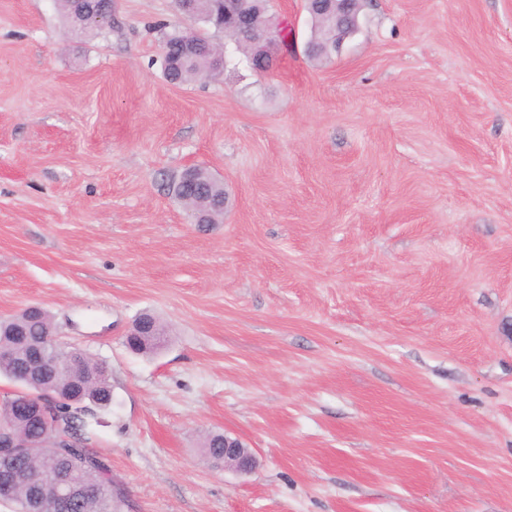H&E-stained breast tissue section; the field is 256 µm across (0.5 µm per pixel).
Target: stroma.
<instances>
[{
  "label": "stroma",
  "instance_id": "stroma-1",
  "mask_svg": "<svg viewBox=\"0 0 512 512\" xmlns=\"http://www.w3.org/2000/svg\"><path fill=\"white\" fill-rule=\"evenodd\" d=\"M269 72L175 85L173 0H0V317L106 363L121 512H512V0H368ZM192 165L229 194L197 224ZM149 312L165 344L132 352ZM252 448L214 470L207 435ZM203 448L206 458L214 467L223 459L224 470L231 469L240 474L250 473L256 466V457L239 438L223 433H213L206 437Z\"/></svg>",
  "mask_w": 512,
  "mask_h": 512
}]
</instances>
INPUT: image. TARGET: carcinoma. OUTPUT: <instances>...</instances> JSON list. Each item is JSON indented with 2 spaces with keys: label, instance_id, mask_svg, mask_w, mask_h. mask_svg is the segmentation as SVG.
I'll return each instance as SVG.
<instances>
[{
  "label": "carcinoma",
  "instance_id": "cac0c4a2",
  "mask_svg": "<svg viewBox=\"0 0 512 512\" xmlns=\"http://www.w3.org/2000/svg\"><path fill=\"white\" fill-rule=\"evenodd\" d=\"M217 10L207 2L205 9L198 11L195 21L200 28L193 32L173 27H161V43L171 53L161 57L163 72H172L178 83L200 81L218 75L225 61L211 49L213 40L208 30L217 28ZM333 32L320 20L311 19V35L306 43L308 55L319 60L325 54L317 47ZM177 196H186V205L194 220L202 224H219L222 212L215 206L221 187L200 177L193 167L181 174L173 183ZM19 325L0 322V375L21 387V393L0 402V429L18 443H26L24 459L35 470L48 475L51 469L46 464V448H36L38 427L25 414L29 398L49 394L56 399L54 420L62 429L74 432L80 443L78 448H62L61 458L70 469V479L75 485L87 486L93 492L78 499L73 512H119V505L112 486V475L99 462V456L89 448L90 436L84 415L90 413L89 406L105 410L112 406V385L107 367L81 352H71L60 347V355L69 360V366L55 371L46 365V371L36 372L29 368L32 343L38 341L52 324L46 309L31 312L24 309L18 313ZM206 458L212 464L223 459L224 434L213 433L204 441ZM32 489L17 486L7 503L13 512H29Z\"/></svg>",
  "mask_w": 512,
  "mask_h": 512
}]
</instances>
